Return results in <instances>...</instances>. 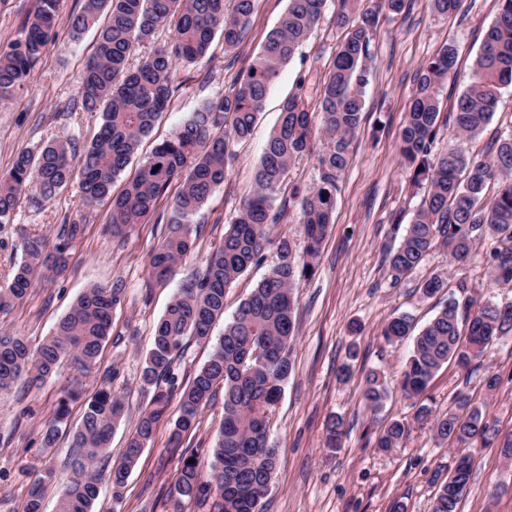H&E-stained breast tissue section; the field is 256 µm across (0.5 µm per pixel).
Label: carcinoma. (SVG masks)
Returning a JSON list of instances; mask_svg holds the SVG:
<instances>
[{
  "instance_id": "cac0c4a2",
  "label": "carcinoma",
  "mask_w": 512,
  "mask_h": 512,
  "mask_svg": "<svg viewBox=\"0 0 512 512\" xmlns=\"http://www.w3.org/2000/svg\"><path fill=\"white\" fill-rule=\"evenodd\" d=\"M61 0H39L21 36L0 50V99L9 96L31 76L49 43L56 36ZM257 0H82L70 16L71 30L80 35L101 13L105 24L97 31L96 50L86 63L79 99L67 109L99 112L102 123L96 137L81 146L76 141L53 142L37 152H21L8 174L0 176V225L13 222L21 197L30 193L50 200L78 180L87 204L111 203L112 232L122 233L142 224L153 214L158 199L172 181L179 182L169 223V234L149 254V275L165 280L194 249L191 219L224 183L234 146L251 133L263 111L271 85L282 67L302 46L326 9L327 0H288V8L250 64L224 97L204 105L170 138L154 147L116 196L115 178L126 168L142 140L149 136L166 109L174 86L173 61L196 63L208 52L215 35L224 49L233 50L245 37L248 17ZM439 15L461 14L475 0H430ZM405 0H336V27L345 31L333 66L321 89L318 111H310L302 95L286 99L257 166L256 186L241 204L220 244L204 259L198 277L181 289L154 326L152 347L143 360L142 390L152 392L134 432L128 437L120 464L111 471L112 501L123 498L126 478L157 424L166 417L172 399L178 415L172 440L195 430L206 404L224 391V417L212 448V474L199 461L182 459L170 485L175 504L214 498V512H265L264 499L279 462L280 449L269 438L270 416L281 397V383L292 370L291 346L297 281L315 275L317 259L330 224L340 175L349 160V148L360 128L364 93L368 83L369 45L383 14H399ZM175 22L172 42L158 44L156 30ZM151 46L136 66L133 51ZM457 62V48L443 44L420 66L399 136V154L414 187L426 186L420 208L397 247L384 253L395 279L417 269L441 242L457 263L477 256L486 239L495 240L487 259V279L492 284H512V134L495 142L493 157L467 153L456 144L435 156L432 146L440 131L439 93ZM512 86V0H499L495 20L485 31L474 59L472 76L450 112L448 137L475 138L491 122L503 89ZM329 142L317 158L319 181L310 189L290 185L288 197L274 205L275 194L288 180L295 161L310 149L316 131ZM299 208L306 246L298 252L287 236L272 237L270 228L293 207ZM85 232L73 221L62 225L59 243L50 245L42 234L22 242L23 261L12 280L0 286V310L9 309L35 285L42 267L63 268L68 245ZM275 260L265 277L224 327L209 360L180 390L160 386L171 374L174 360L193 336L210 339L212 325L224 316V297L247 269L263 262L266 253ZM448 287L446 278L434 274L421 282V295L431 298ZM124 297L118 283L87 288L59 321L52 335L38 345L21 336L0 334V392L17 381L38 386L64 363L90 370L112 332V313ZM413 330L410 316L386 321L382 335L398 341ZM512 335V304H482L462 322L459 304L445 305L417 335L401 374L400 389L409 399L422 396L443 365L453 362L465 370L490 346ZM80 396V385L65 398L42 430L45 450L54 447L69 429V401ZM388 397L384 379L376 372L366 377L363 401L374 415ZM125 412L121 395L101 385L85 401L80 427L72 433L77 449L73 477L62 496L58 512H93L98 496L99 471L93 464L108 457L112 434ZM415 419L431 423L437 438L467 452L475 440L489 442V429L481 410L461 394L454 405L433 413L422 404ZM408 432L405 423L393 421L378 437L376 447H398ZM343 420L327 423V447L338 449ZM48 469L28 493L23 512H43L45 487L53 479ZM471 479V457L455 462L435 492L431 512H458Z\"/></svg>"
}]
</instances>
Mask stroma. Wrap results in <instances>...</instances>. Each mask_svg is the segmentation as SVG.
<instances>
[{
  "mask_svg": "<svg viewBox=\"0 0 512 512\" xmlns=\"http://www.w3.org/2000/svg\"><path fill=\"white\" fill-rule=\"evenodd\" d=\"M81 0H62L56 37L30 79L0 99V175L8 172L18 153L37 150L52 140L90 143L101 124L97 112H66L65 101L76 99L82 69L97 39L96 28L72 36L69 16ZM288 6V0H258L247 23V35L234 51L214 38L206 57L177 67L176 91L168 108L133 157L132 167L120 174L114 191H121L134 165L152 147L171 134L205 103L221 98L246 73ZM497 0H477L467 16H441L429 0H406L400 14L381 18L370 44L369 83L360 129L350 146L348 166L335 199V222L322 246L315 275L300 282L294 293L296 337L291 348L293 369L283 384L281 398L270 423V439L280 450L276 474L266 498L267 512H431L436 475L450 472L456 451L437 439L429 425L415 422L413 400L399 387L401 369L412 349L411 340L386 341L381 330L392 316L412 315L417 325L433 319L449 297L426 298L416 286L433 274L447 277L461 313L470 301L512 302V285L489 286L486 267L452 262L447 249L435 245L424 264L410 277L394 282L383 260V249L402 240L424 191L409 185V174L398 152L399 132L408 106L414 76L439 47L455 42L456 73L442 87L443 112H450L471 76L485 29L497 14ZM340 39L332 12H325L308 41L282 68L265 101L264 109L247 140L238 143L221 185L196 213L198 234L192 254L165 281L150 279V252L168 235L176 187H169L146 223L115 235L110 204L91 205L80 199L78 183L51 200L35 204L21 199L14 221L0 226V285L12 279L22 260L21 243L32 233L57 241L62 224H85L83 236L71 243L64 271L44 270L36 288L10 310L0 312V331L38 343L52 334L58 320L75 299L93 284H121L125 298L112 318V335L91 370L81 376L87 392H94L104 375H111L114 392L128 406L127 416L112 437L107 465H118L125 440L134 430L150 395L140 388L142 361L152 344L153 327L174 295L193 280L202 262L221 241L240 202L252 192L254 175L282 102L303 93L316 102L320 85L332 68ZM512 133V87L504 89L497 112L484 131L460 140L463 149L481 152L493 139ZM268 263L251 266L230 288L224 300V318L216 322L209 340L188 338L182 357L173 365L175 386L187 385L211 356L224 324L263 279ZM358 357L352 374L340 379L339 369L348 346ZM381 374L390 396L379 415H371L362 400L365 378ZM499 378L495 391H487L484 378ZM77 374L63 366L43 386L17 382L0 393V512H23L29 488L44 469L55 471L45 493V512L57 505L72 474L69 434H62L49 454L40 450V431ZM467 395L499 438L512 433V336L499 340L470 370L444 365L426 393L435 411L453 406ZM223 395H216L203 410L200 423L180 445L170 441L172 424L160 422L150 445L130 473L121 503H113L110 481H101L95 512H175L168 495L172 478L183 457L196 455L209 463L223 416ZM340 417L345 434L340 448L325 446L326 424ZM402 419L410 424L403 443L384 452L375 439L386 423ZM476 444L471 453L470 492L460 512H512V461L500 454V445Z\"/></svg>",
  "mask_w": 512,
  "mask_h": 512,
  "instance_id": "obj_1",
  "label": "stroma"
}]
</instances>
